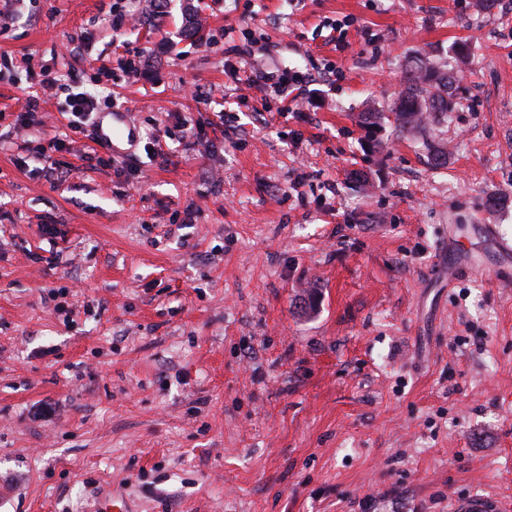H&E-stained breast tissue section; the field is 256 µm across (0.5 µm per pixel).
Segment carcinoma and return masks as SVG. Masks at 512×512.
Segmentation results:
<instances>
[{
	"instance_id": "obj_1",
	"label": "carcinoma",
	"mask_w": 512,
	"mask_h": 512,
	"mask_svg": "<svg viewBox=\"0 0 512 512\" xmlns=\"http://www.w3.org/2000/svg\"><path fill=\"white\" fill-rule=\"evenodd\" d=\"M466 46L459 45L454 60L415 62L405 74V90L389 114L364 113V124L368 128L379 125L382 119H393L401 130L408 133H423L426 130L424 117L434 112H452L456 107L453 89L455 77L452 62L463 61Z\"/></svg>"
}]
</instances>
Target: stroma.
<instances>
[{
    "instance_id": "35a3bbf8",
    "label": "stroma",
    "mask_w": 512,
    "mask_h": 512,
    "mask_svg": "<svg viewBox=\"0 0 512 512\" xmlns=\"http://www.w3.org/2000/svg\"><path fill=\"white\" fill-rule=\"evenodd\" d=\"M474 2L0 0V60L111 68L137 132L19 168L33 90L0 72V512H512V288L439 260L452 226L512 242V0ZM461 43L447 165L367 141L407 62ZM272 66L313 74L302 111L248 85ZM506 508L497 498L476 496L451 501L449 512H505Z\"/></svg>"
}]
</instances>
